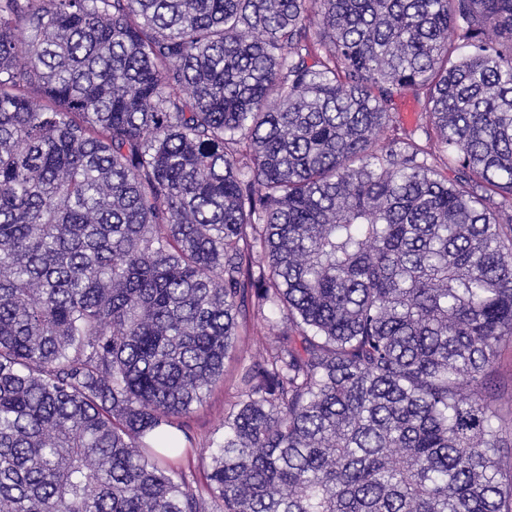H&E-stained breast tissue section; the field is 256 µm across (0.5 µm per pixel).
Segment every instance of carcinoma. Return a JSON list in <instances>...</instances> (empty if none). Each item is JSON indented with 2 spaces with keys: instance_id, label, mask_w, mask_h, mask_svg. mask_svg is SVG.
<instances>
[{
  "instance_id": "1",
  "label": "carcinoma",
  "mask_w": 512,
  "mask_h": 512,
  "mask_svg": "<svg viewBox=\"0 0 512 512\" xmlns=\"http://www.w3.org/2000/svg\"><path fill=\"white\" fill-rule=\"evenodd\" d=\"M511 343L512 0H0V512H512ZM241 353L224 360V383H219L206 396L201 405L194 408L187 419L196 437L194 451L184 457L183 470L200 484L210 462L209 448L222 438L224 413L233 408L238 400L237 380L242 361Z\"/></svg>"
}]
</instances>
